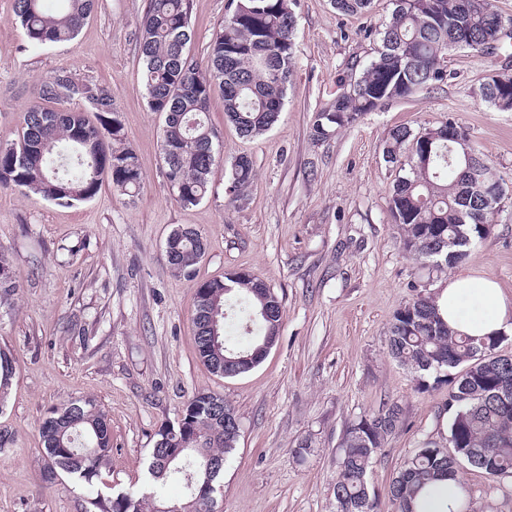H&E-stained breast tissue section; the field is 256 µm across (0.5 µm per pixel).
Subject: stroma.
Wrapping results in <instances>:
<instances>
[{
	"label": "stroma",
	"mask_w": 512,
	"mask_h": 512,
	"mask_svg": "<svg viewBox=\"0 0 512 512\" xmlns=\"http://www.w3.org/2000/svg\"><path fill=\"white\" fill-rule=\"evenodd\" d=\"M0 0V140L16 138L25 107L60 68L109 87L143 187L128 198L103 184L92 200L60 207L0 189V255L18 290L0 302V348L14 376L0 401V426L14 442L0 450V512H90L97 492L137 493L160 428L177 423L198 391L222 394L240 421L224 463L215 512H336L341 441L358 416L398 404L402 423L368 473L380 512H397L389 484L421 443H446L447 388L419 391L388 353L394 313L418 291L449 277L495 280L512 303V202L467 259L425 267L400 243L388 197L398 174L384 154L391 129L451 118L470 134L512 190V112L484 102L492 74H512V37L496 50H455L446 81L397 99L356 124L314 137L312 117L329 106L374 56L392 0L347 15L332 0H297L294 75L275 125L241 136L213 94L209 118L223 159L205 198L177 203L161 160L162 114L148 107L137 35L148 0H97L68 42L35 47ZM229 0H191V52L208 59ZM248 157L254 179L233 199L230 171ZM197 228L206 251L194 279L176 276L165 243L177 226ZM246 271L282 303L280 336L266 358L235 377L211 373L194 334L198 282ZM87 398L108 418L112 455L93 484L43 479L40 427L48 412ZM312 452L297 460L296 448ZM471 512H512V478L458 472Z\"/></svg>",
	"instance_id": "1"
}]
</instances>
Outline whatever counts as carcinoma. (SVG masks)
Wrapping results in <instances>:
<instances>
[{
	"instance_id": "1",
	"label": "carcinoma",
	"mask_w": 512,
	"mask_h": 512,
	"mask_svg": "<svg viewBox=\"0 0 512 512\" xmlns=\"http://www.w3.org/2000/svg\"><path fill=\"white\" fill-rule=\"evenodd\" d=\"M46 0H14V15L33 46L73 39L90 17L96 0H61L56 11ZM372 0H334L337 10L362 13ZM390 18L379 31L373 60L355 80L352 92L317 112L316 137L329 129L351 126L387 103L409 97L442 82L441 67L451 50L483 52L501 40L504 21L491 0H393ZM190 0H150L140 26L142 81L151 111L165 115L160 144L165 175L174 199L183 206L199 204L209 177L221 161L216 133L208 119L214 92L224 99V114L240 134L256 137L277 121L293 75L296 16L289 0H231L229 13L212 37L209 61L202 68L190 55ZM59 69L40 84L36 101L24 113L18 139L0 143V188L38 194L59 206L93 199L107 182L123 195L135 197L142 188L136 151L126 145L123 123L111 90L77 79ZM481 98L500 111H512V76L493 75L480 85ZM96 114L91 122L86 113ZM441 121L415 132L392 129L386 145L388 162L400 166L388 203L404 249L435 268L462 262L482 238L484 224L495 223L506 194L487 199L501 178L474 148L465 130L448 138ZM480 159L479 171L467 167L466 152ZM254 178L250 159L232 165L235 198ZM200 233L176 237L168 263L174 272L192 277L198 264ZM273 306L281 320V301L262 281L247 275L207 280L195 291V349L208 368L224 366V357L251 355L266 336L269 323L261 311ZM219 332L224 322L238 321L240 336H220L222 347L207 343L211 319ZM506 336L475 338L448 330L435 297L419 293L399 308L390 328L388 351L416 376L417 389L448 386V446L451 456L433 442L415 449L389 484V500L399 512H416L418 499L439 480L457 482V512H470L471 492L457 481L456 461L490 477L512 476V356L495 357ZM220 394L199 391L183 410L188 450L165 463L167 452L153 448L147 488L135 496L98 494L97 508L154 512L158 491L171 479L201 485L209 476L205 456L224 460L235 448L240 429L217 412L203 409ZM401 409L393 403L362 415L346 430L334 493L338 512H379L367 472L386 436L400 424ZM40 436L46 450L43 476L54 481L65 475L92 484L111 457L112 439L106 416L91 400L53 408Z\"/></svg>"
}]
</instances>
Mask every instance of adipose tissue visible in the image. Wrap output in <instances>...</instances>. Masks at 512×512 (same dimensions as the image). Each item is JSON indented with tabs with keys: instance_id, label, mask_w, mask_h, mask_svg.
I'll list each match as a JSON object with an SVG mask.
<instances>
[{
	"instance_id": "ef3b65f1",
	"label": "adipose tissue",
	"mask_w": 512,
	"mask_h": 512,
	"mask_svg": "<svg viewBox=\"0 0 512 512\" xmlns=\"http://www.w3.org/2000/svg\"><path fill=\"white\" fill-rule=\"evenodd\" d=\"M437 304L449 328L460 334L492 335L512 324V308L507 306L498 284L487 277L449 279L438 293Z\"/></svg>"
}]
</instances>
